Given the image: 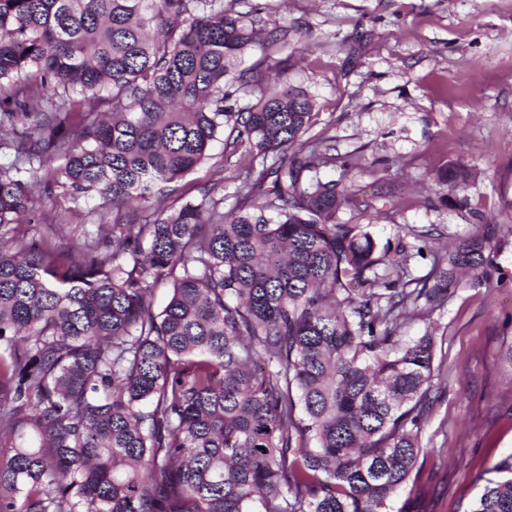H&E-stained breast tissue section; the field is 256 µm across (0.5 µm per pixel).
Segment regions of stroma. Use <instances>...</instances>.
<instances>
[{
    "label": "stroma",
    "mask_w": 512,
    "mask_h": 512,
    "mask_svg": "<svg viewBox=\"0 0 512 512\" xmlns=\"http://www.w3.org/2000/svg\"><path fill=\"white\" fill-rule=\"evenodd\" d=\"M267 28L290 26L288 82L316 100L311 135L328 138L359 166L351 180L365 193L388 192L367 216L380 240L401 226L431 234L445 248L482 222L512 225V0H265ZM212 163L176 184L181 200L220 183L232 207L235 183ZM390 162L371 171L373 159ZM458 161L474 171L458 188L469 206L441 205L434 174ZM69 249L91 225V203L45 201ZM490 288L461 291L450 303L407 322L404 336L433 325L443 342L437 399L419 442L427 457L395 495L394 512H467L497 464L512 459V248L495 259Z\"/></svg>",
    "instance_id": "stroma-1"
}]
</instances>
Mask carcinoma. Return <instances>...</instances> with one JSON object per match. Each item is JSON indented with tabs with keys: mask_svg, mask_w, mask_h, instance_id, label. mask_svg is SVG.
<instances>
[{
	"mask_svg": "<svg viewBox=\"0 0 512 512\" xmlns=\"http://www.w3.org/2000/svg\"><path fill=\"white\" fill-rule=\"evenodd\" d=\"M240 2L0 0V512H394L416 468L437 333L397 330L489 287L512 228L435 252L426 231L382 244L338 223L374 208L347 180L357 159L307 136L315 99L282 62L236 70L290 37L257 42L266 6ZM221 137L224 165L252 155L229 210L214 185L121 223ZM37 185L97 202L63 261L14 234L55 223ZM414 257L431 262L415 288ZM500 470L469 512H512Z\"/></svg>",
	"mask_w": 512,
	"mask_h": 512,
	"instance_id": "obj_1",
	"label": "carcinoma"
}]
</instances>
